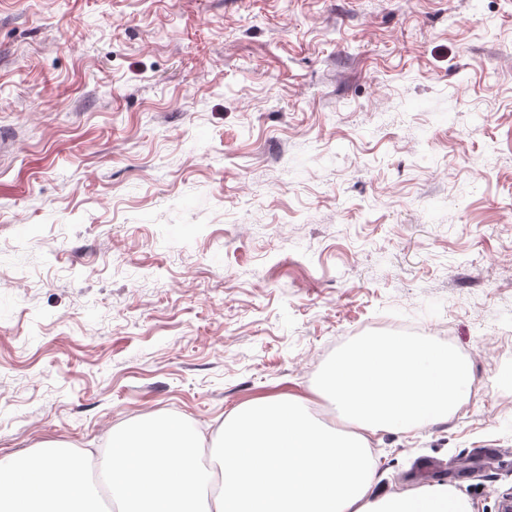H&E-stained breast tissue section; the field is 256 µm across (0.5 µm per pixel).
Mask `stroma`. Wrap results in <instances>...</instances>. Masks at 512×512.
Returning <instances> with one entry per match:
<instances>
[{
    "instance_id": "obj_1",
    "label": "stroma",
    "mask_w": 512,
    "mask_h": 512,
    "mask_svg": "<svg viewBox=\"0 0 512 512\" xmlns=\"http://www.w3.org/2000/svg\"><path fill=\"white\" fill-rule=\"evenodd\" d=\"M0 456L174 414L216 442L368 331L444 332L468 412L377 492L512 497V0H0Z\"/></svg>"
}]
</instances>
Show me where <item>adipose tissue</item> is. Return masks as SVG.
<instances>
[{
  "label": "adipose tissue",
  "mask_w": 512,
  "mask_h": 512,
  "mask_svg": "<svg viewBox=\"0 0 512 512\" xmlns=\"http://www.w3.org/2000/svg\"><path fill=\"white\" fill-rule=\"evenodd\" d=\"M82 450L48 444L33 453L0 458V512H35L40 504L54 512L87 499Z\"/></svg>",
  "instance_id": "obj_1"
}]
</instances>
